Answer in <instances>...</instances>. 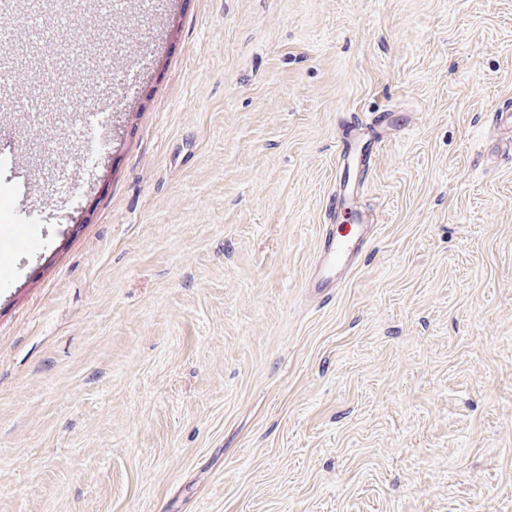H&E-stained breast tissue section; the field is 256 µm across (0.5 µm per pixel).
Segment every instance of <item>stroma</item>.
<instances>
[{"instance_id":"stroma-1","label":"stroma","mask_w":512,"mask_h":512,"mask_svg":"<svg viewBox=\"0 0 512 512\" xmlns=\"http://www.w3.org/2000/svg\"><path fill=\"white\" fill-rule=\"evenodd\" d=\"M102 19L115 68L0 118L42 240L0 287V512H512V0ZM387 110L327 298L336 143ZM345 221L353 224V229L345 235H336L328 229L322 247L310 278V286L319 294L329 295L333 288H340L338 278L340 270L349 269L360 253L364 237L363 229L366 224H354L349 214L345 213Z\"/></svg>"}]
</instances>
